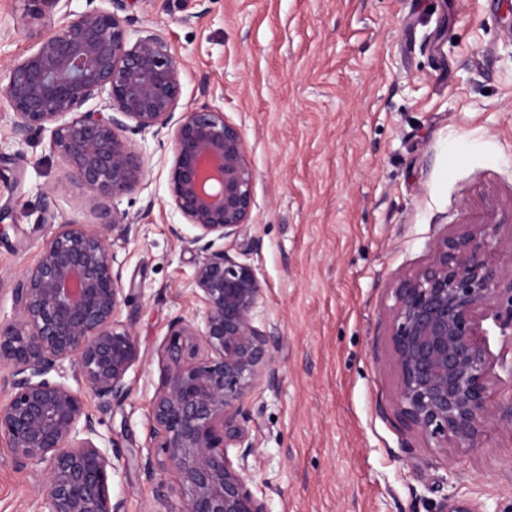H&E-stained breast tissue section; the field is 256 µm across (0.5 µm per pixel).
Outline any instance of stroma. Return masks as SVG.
I'll use <instances>...</instances> for the list:
<instances>
[{
	"mask_svg": "<svg viewBox=\"0 0 512 512\" xmlns=\"http://www.w3.org/2000/svg\"><path fill=\"white\" fill-rule=\"evenodd\" d=\"M130 38L150 28L181 63L178 113L209 103L242 133L255 173L247 234L224 250L263 285L256 324L277 345L274 374L246 398L269 512H432L454 494L512 512V429L478 448H433L396 411L387 317L401 279L435 239L512 206V0H125ZM0 0V79L58 18L30 24ZM0 98V321L9 292L59 224H99L65 178L49 135L11 133ZM145 178L110 236L141 359L115 408L85 398L124 454L149 443L148 405L169 324L194 318L195 230L174 209L167 134L131 133ZM51 191L55 221H41ZM495 401L512 406V327L482 323ZM171 473L120 467L127 512H170ZM31 470L0 442V512H37Z\"/></svg>",
	"mask_w": 512,
	"mask_h": 512,
	"instance_id": "35a3bbf8",
	"label": "stroma"
}]
</instances>
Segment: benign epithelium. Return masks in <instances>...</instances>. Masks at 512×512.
<instances>
[{"label": "benign epithelium", "instance_id": "7a95c632", "mask_svg": "<svg viewBox=\"0 0 512 512\" xmlns=\"http://www.w3.org/2000/svg\"><path fill=\"white\" fill-rule=\"evenodd\" d=\"M29 2L35 17L60 12L62 23L12 64L0 87L14 111L12 135L24 140L50 130L51 149L68 178L90 193L102 223L59 225L38 263L10 288L15 319L0 323V381L9 388L0 401V439L15 465L41 474L44 512H126L125 499L110 489L123 455L114 443L100 446L96 420L68 383L67 367L105 403H120L129 392L127 374L140 350L119 320L125 297L108 232L130 222L113 202L145 175L143 154L123 132L156 136L166 129L172 204L196 230L191 287L201 316L169 326L149 403L152 451L135 463L150 480L159 470L177 476L170 493L179 507L169 512H269L255 483L245 400L275 370L276 346L256 325L263 288L254 268L215 247L246 231L256 206L244 138L208 104L172 122L180 63L155 31L129 42L127 20L118 14L122 0H113L114 10L73 19L69 0ZM104 91L108 113L77 111ZM505 224H512V211L493 209L486 222L439 236L429 262L394 289L388 339L397 412L437 448H477L490 428L512 427V408L501 413L495 406L481 327L502 292L512 302V279L504 282L512 273ZM437 512L482 510L450 495Z\"/></svg>", "mask_w": 512, "mask_h": 512}]
</instances>
